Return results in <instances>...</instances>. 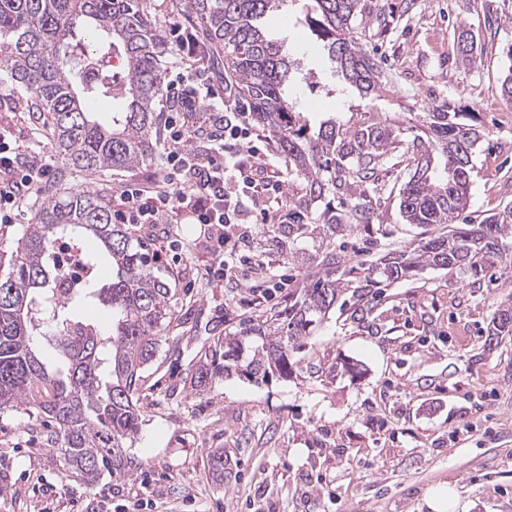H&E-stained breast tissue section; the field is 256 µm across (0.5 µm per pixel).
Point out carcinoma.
<instances>
[{
	"instance_id": "obj_1",
	"label": "carcinoma",
	"mask_w": 512,
	"mask_h": 512,
	"mask_svg": "<svg viewBox=\"0 0 512 512\" xmlns=\"http://www.w3.org/2000/svg\"><path fill=\"white\" fill-rule=\"evenodd\" d=\"M291 0H193L203 25L198 52L210 57L222 47L234 77L233 96L244 101L252 119L288 158L289 172L306 182L304 194L290 201L288 236L300 230L340 234L347 224H372L379 213L365 187L379 182L392 161L397 135L387 124L346 127L331 117L317 123L295 111L286 88L294 62L282 42L265 28L266 18ZM362 0H312L307 24L344 80L359 94L381 91V62L352 32ZM95 31L93 55L75 39L78 25ZM457 51L464 66L480 59L470 30L462 26ZM119 55L125 77L116 87L103 70L91 80L83 70L94 58ZM162 42L144 0H0V71L33 92L32 111L50 119L54 142L66 168L76 172L129 169L153 156L156 105L163 97ZM112 99L117 108L103 124L87 104ZM422 134L408 146L413 165L398 191L399 213L407 224L442 226L410 250H388L369 266L350 265L342 252L321 254L319 270L288 293L270 314L238 323L235 331L205 335L207 346L190 370L197 394L213 380L241 373L259 383L286 377L299 346L335 307L371 310L379 290L427 268L477 277L487 268H512V206L466 222L474 157L480 132L444 100L422 115ZM29 230L18 241L12 270L0 278V410H34L54 423L66 472L87 485L104 474L121 475L133 462L125 442L139 429L134 400L145 369L159 352L161 328L172 320L170 281L152 265L143 245L97 198L75 190L38 193ZM323 204L319 223L309 208ZM91 239L98 249L83 251ZM81 252L84 269L76 288L62 287L59 243ZM112 268V280L91 273ZM100 303L112 311L105 335L76 308ZM39 312L56 327L53 346L62 363L51 368L33 349ZM491 335L512 334V308L498 312Z\"/></svg>"
}]
</instances>
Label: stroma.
I'll return each instance as SVG.
<instances>
[{"mask_svg": "<svg viewBox=\"0 0 512 512\" xmlns=\"http://www.w3.org/2000/svg\"><path fill=\"white\" fill-rule=\"evenodd\" d=\"M355 25L383 62L384 86L361 97L334 68L304 23L308 0H291L266 26L315 84L297 80L299 111L336 116L345 125L399 128L398 163L382 175L378 224L344 231L347 260L369 264L391 249L417 246L428 228L405 223L396 191L412 161L407 144L421 114L443 100L474 113L483 137L474 159L468 213L473 221L512 202V103L501 94L502 50L512 44V0H363ZM165 43L164 78L186 71L175 26L198 32L189 0H150ZM476 36L481 60L463 67L454 51L458 25ZM33 94L0 73V135L20 157L41 152L58 191L84 190L106 207L121 186L163 174L159 159L125 170L72 174L57 158L47 118L28 112ZM252 158L261 177L279 180L283 199L303 182L269 137ZM180 261L162 265L171 280L173 327L161 331L156 360L137 396L139 431L126 477L94 487L64 478L63 459L46 440L41 413L0 412V512H430L425 499L447 486L448 512H512V335L489 336L491 321L512 305V272L491 269L480 287L441 269L383 288L365 319L336 306L292 357L295 373L254 383L230 375L205 394L191 390L196 320L229 330L240 319L287 299L263 296L276 275L298 283L329 249L320 235L289 239L286 226L252 227L250 255L262 275L213 278L208 228L173 224ZM223 449L224 479L209 455Z\"/></svg>", "mask_w": 512, "mask_h": 512, "instance_id": "stroma-1", "label": "stroma"}]
</instances>
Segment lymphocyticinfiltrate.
<instances>
[{"label": "lymphocytic infiltrate", "instance_id": "1", "mask_svg": "<svg viewBox=\"0 0 512 512\" xmlns=\"http://www.w3.org/2000/svg\"><path fill=\"white\" fill-rule=\"evenodd\" d=\"M173 150L167 151L163 177L146 184H131L119 193V207L112 217L119 224H207L212 226L210 248L216 264L214 277L226 278L232 266L249 262L245 252L249 234L244 224L259 219L263 224H284L288 209L261 208L251 216L233 184L253 189L257 186L248 155L257 150L245 113L235 120L206 118L191 127L167 119ZM204 138L210 143L202 153L181 151V143ZM52 170L40 155L20 160L0 137V223H10L15 212L37 186L50 180Z\"/></svg>", "mask_w": 512, "mask_h": 512}]
</instances>
